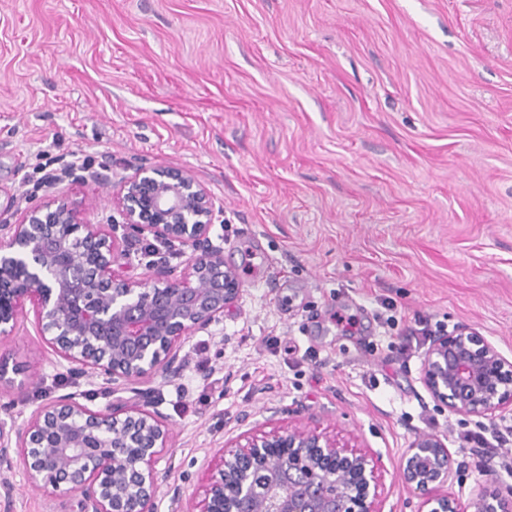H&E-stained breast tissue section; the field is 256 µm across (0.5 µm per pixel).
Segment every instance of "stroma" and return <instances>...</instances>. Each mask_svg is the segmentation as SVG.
I'll use <instances>...</instances> for the list:
<instances>
[{"mask_svg":"<svg viewBox=\"0 0 512 512\" xmlns=\"http://www.w3.org/2000/svg\"><path fill=\"white\" fill-rule=\"evenodd\" d=\"M73 151L94 168L64 185L95 223L136 168L191 170L243 284L177 379L142 384L182 489L155 512H201L224 445L295 422L377 460L381 512H419L398 465L421 433L447 437L460 499L479 455L512 484L406 337L466 325L512 360V0H0V224L41 194L24 176ZM0 355L22 368L2 434L66 393L110 402L32 303ZM26 483L21 460L0 467V512H52Z\"/></svg>","mask_w":512,"mask_h":512,"instance_id":"obj_1","label":"stroma"}]
</instances>
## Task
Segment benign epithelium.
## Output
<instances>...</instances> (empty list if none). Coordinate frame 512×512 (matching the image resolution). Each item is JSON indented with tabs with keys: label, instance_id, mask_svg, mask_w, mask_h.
<instances>
[{
	"label": "benign epithelium",
	"instance_id": "obj_1",
	"mask_svg": "<svg viewBox=\"0 0 512 512\" xmlns=\"http://www.w3.org/2000/svg\"><path fill=\"white\" fill-rule=\"evenodd\" d=\"M110 203L107 223L83 222L86 204L57 181L18 222L0 224V341L29 299L40 335L116 396L98 412L76 393L37 407L15 442L0 436V465H11L16 448L27 490L73 500V512H154L170 477L155 467L169 428L139 404L138 384L178 377L181 346L222 321L242 288L210 237L214 199L191 171L140 168ZM149 237L184 257L181 270L156 262L150 276L132 274L127 244ZM422 380L454 415L480 422L512 412V361L465 326L433 338ZM223 453L202 512H380L372 458L308 426L291 423ZM453 465L446 437L411 442L399 473L421 512H512V485L493 478L491 462H476L483 479L464 503L447 490Z\"/></svg>",
	"mask_w": 512,
	"mask_h": 512
}]
</instances>
